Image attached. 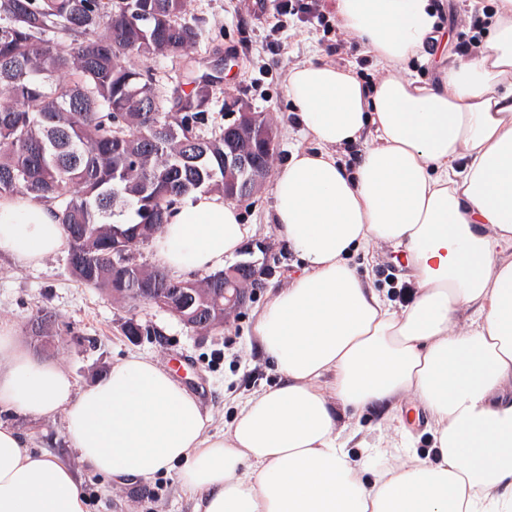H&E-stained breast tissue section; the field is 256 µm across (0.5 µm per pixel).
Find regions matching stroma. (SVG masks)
Instances as JSON below:
<instances>
[{
	"mask_svg": "<svg viewBox=\"0 0 512 512\" xmlns=\"http://www.w3.org/2000/svg\"><path fill=\"white\" fill-rule=\"evenodd\" d=\"M335 5L336 0H185L187 18H206L211 31L221 35L222 51L236 60L235 68L224 73L219 99L246 103L275 125L278 146L272 170H279L302 143L285 89L290 69L322 60L356 66L368 84L380 77L357 39L338 23ZM272 206L273 187L268 184L252 204L240 207L244 222L253 227L245 251L257 259L271 253L272 270L246 307L217 330L197 334L156 307L129 310L100 289L77 282L62 254L27 267L0 252V320L14 322L35 355L58 363L80 386L91 384L127 355L151 357L198 395L212 429H222L238 403L278 380L273 366L248 346L256 311L270 299L271 287L288 286L298 264L270 220ZM41 310L55 317L45 344L29 328ZM132 317L149 330L136 341L123 331ZM0 424L26 435L32 449L69 464L82 482L88 512H191L177 471L132 484L92 472L71 448L62 416L37 419L0 408Z\"/></svg>",
	"mask_w": 512,
	"mask_h": 512,
	"instance_id": "1",
	"label": "stroma"
}]
</instances>
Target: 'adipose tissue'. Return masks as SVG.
Instances as JSON below:
<instances>
[{"label": "adipose tissue", "instance_id": "adipose-tissue-1", "mask_svg": "<svg viewBox=\"0 0 512 512\" xmlns=\"http://www.w3.org/2000/svg\"><path fill=\"white\" fill-rule=\"evenodd\" d=\"M382 78L304 62L286 78L302 137L273 185L272 222L300 272L258 313L256 348L279 381L224 432L156 361L131 355L76 387L0 321V407L63 415L80 460L115 480L178 469L194 512H512V0H494L478 53L431 85L406 71L448 49L432 0H336ZM363 143L354 167L337 148ZM250 233L199 192L154 239L173 272L216 271ZM404 257L412 301L393 308L350 260ZM58 209L0 196V251L21 265L65 252ZM414 396L429 448L363 434L350 414L401 421ZM0 512H87L73 470L0 426Z\"/></svg>", "mask_w": 512, "mask_h": 512}]
</instances>
